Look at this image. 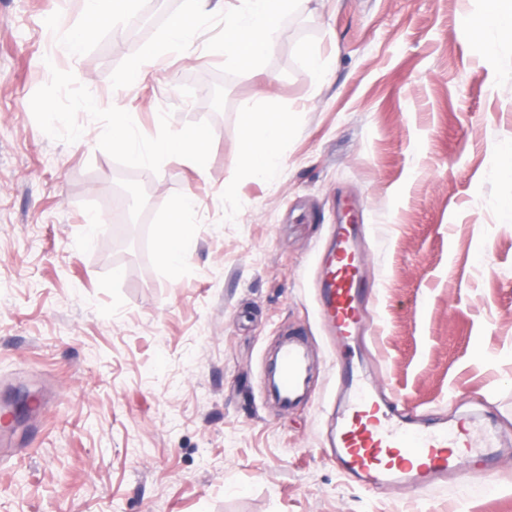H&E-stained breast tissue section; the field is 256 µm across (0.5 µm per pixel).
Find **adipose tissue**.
Segmentation results:
<instances>
[{
    "label": "adipose tissue",
    "instance_id": "1",
    "mask_svg": "<svg viewBox=\"0 0 512 512\" xmlns=\"http://www.w3.org/2000/svg\"><path fill=\"white\" fill-rule=\"evenodd\" d=\"M235 15L224 24V50L232 64L241 70L253 69L264 48L278 34L283 17L306 8L308 0H240ZM473 26L492 44L498 55L512 56V0H495L490 11L474 18ZM245 161L256 178L272 179L281 166L280 144L287 135L277 112H266L253 101L242 106ZM112 141L124 150L141 154L146 167L161 158L165 144L184 148L185 160L197 170H205L209 157L201 132L165 131L158 138L140 135L134 121L125 113L112 115ZM195 206L183 200L174 207L168 224L159 229L163 261L171 275H178L184 263L183 242L195 231Z\"/></svg>",
    "mask_w": 512,
    "mask_h": 512
}]
</instances>
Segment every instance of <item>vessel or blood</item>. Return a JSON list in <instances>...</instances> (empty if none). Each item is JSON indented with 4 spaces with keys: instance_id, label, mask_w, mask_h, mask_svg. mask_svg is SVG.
Returning <instances> with one entry per match:
<instances>
[{
    "instance_id": "1",
    "label": "vessel or blood",
    "mask_w": 512,
    "mask_h": 512,
    "mask_svg": "<svg viewBox=\"0 0 512 512\" xmlns=\"http://www.w3.org/2000/svg\"><path fill=\"white\" fill-rule=\"evenodd\" d=\"M359 227L337 224L322 259L319 303L342 364L337 378L331 459L345 477L365 486L398 485L430 491L454 478L493 469L485 434L464 426L414 419L401 411L386 388L347 366L352 339L370 329L368 307L376 289L363 273L365 256L355 245ZM268 394L287 410L308 398L312 366L301 336L279 347Z\"/></svg>"
}]
</instances>
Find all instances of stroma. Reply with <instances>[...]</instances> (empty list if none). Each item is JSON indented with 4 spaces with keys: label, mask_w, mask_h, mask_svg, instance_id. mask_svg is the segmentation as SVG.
<instances>
[{
    "label": "stroma",
    "mask_w": 512,
    "mask_h": 512,
    "mask_svg": "<svg viewBox=\"0 0 512 512\" xmlns=\"http://www.w3.org/2000/svg\"><path fill=\"white\" fill-rule=\"evenodd\" d=\"M239 6L204 0L190 57L159 58L184 0H136L114 34L84 0H0V410L44 403L0 429V512H512V61L469 27L489 0H309L252 72L224 56ZM135 62L143 79L120 83ZM247 100L288 122L269 181L243 159ZM115 110L150 136L200 131L207 170L171 152L145 173L112 144ZM186 196L173 277L158 227ZM344 205L377 285L378 379L494 434L478 482L369 490L324 452L317 282ZM296 331L311 397L285 411L265 380Z\"/></svg>",
    "instance_id": "stroma-1"
}]
</instances>
